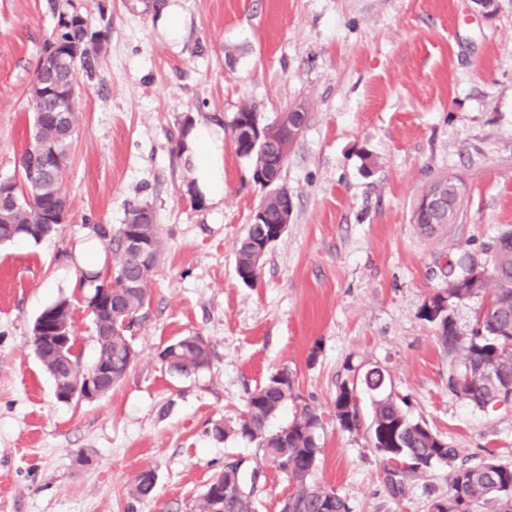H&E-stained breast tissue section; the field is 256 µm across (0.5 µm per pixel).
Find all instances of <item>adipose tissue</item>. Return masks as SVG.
I'll use <instances>...</instances> for the list:
<instances>
[{"label": "adipose tissue", "instance_id": "1", "mask_svg": "<svg viewBox=\"0 0 512 512\" xmlns=\"http://www.w3.org/2000/svg\"><path fill=\"white\" fill-rule=\"evenodd\" d=\"M221 139L210 129L190 131L185 142V153L194 165V181L203 199L219 202L224 196V161Z\"/></svg>", "mask_w": 512, "mask_h": 512}]
</instances>
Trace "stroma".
I'll list each match as a JSON object with an SVG mask.
<instances>
[{
    "mask_svg": "<svg viewBox=\"0 0 512 512\" xmlns=\"http://www.w3.org/2000/svg\"><path fill=\"white\" fill-rule=\"evenodd\" d=\"M106 37L94 77H80L78 121L63 187L62 230L0 245V512H199L213 477L240 467L253 512H280L292 487L255 444L234 435L250 395L288 370L297 407L322 419L313 479L350 512H432L448 497L437 466L390 492L367 430L343 431L338 387L378 365L403 410L456 448L512 464V408L484 412L449 392L448 349L420 310L454 275L486 265L512 225V0H172L170 37L153 0H74ZM57 23L48 0H0V179L19 172L32 121L29 88ZM302 106L308 123L279 184L293 214L255 286L236 246L264 192L239 157L231 122L260 123ZM224 145V198L198 202L181 129ZM454 176L464 201L453 223L423 228L412 207ZM149 205L161 258L136 358L111 392L63 403L35 354L40 313L69 299L82 366L96 357L80 272L110 260L93 225L124 223ZM201 335L210 365L171 374L159 354ZM225 438H215V426ZM153 470L150 497L132 491Z\"/></svg>",
    "mask_w": 512,
    "mask_h": 512,
    "instance_id": "stroma-1",
    "label": "stroma"
}]
</instances>
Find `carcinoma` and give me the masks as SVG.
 <instances>
[{
    "mask_svg": "<svg viewBox=\"0 0 512 512\" xmlns=\"http://www.w3.org/2000/svg\"><path fill=\"white\" fill-rule=\"evenodd\" d=\"M57 14V24L50 37L57 49L54 70L40 67L30 89L29 107L32 112L31 145L19 161L20 179L16 181L17 204L6 212L9 223H0V243L15 240L39 242L57 233L62 223L57 220L54 196L65 195L61 175L64 168L51 161L39 159L38 150L52 146L58 154L68 157V147L77 124L78 70L90 74L94 62L104 49V35L96 37L94 52L81 55L71 64L69 49L86 38L83 27L71 25L67 19L77 14L72 0H50ZM236 153L261 164L272 172L282 170L285 161L274 146L262 152L250 153L241 144H235ZM424 195L441 196L438 210L412 212L415 224H448L459 212L464 191L457 183L444 177L435 180ZM280 196L274 191L265 193L259 204L265 214L262 224L248 225L236 250V271L241 281L251 286L258 278L259 267L255 262L258 249L270 241L278 224ZM153 211L139 206L128 212L127 221L117 227L97 224L94 234L107 242L112 253L113 265L106 271L85 272L83 284L91 290L106 284L112 289V307L91 308L92 324L97 345L96 363L112 371L111 384L104 392L112 390L123 379L135 356L131 330L141 318L147 298V283L161 253L159 235L149 240L153 256L150 265L134 261L123 246L124 239L147 222ZM482 297L475 310V323L467 334H460L452 320L456 305L472 297ZM422 317L439 321L442 337L448 347V390L468 403L485 411L503 406L512 393V227H505L493 246L491 264L475 268L471 265L461 276L435 292L421 309ZM42 315L50 324L60 319L71 320L70 304L61 298L46 308ZM181 347L163 358L167 368L180 376H190L210 363L206 341L196 336L181 337ZM75 340H70L65 354L52 346L36 347L35 351L51 377L70 369L80 378L86 377L79 357L73 353ZM378 377L360 374L345 381L336 391L333 401L334 415L340 428L353 432L361 428L362 418L359 393H366L372 406V416L367 431L372 448L386 463L389 489L397 494L403 481L411 474L424 472L435 465L448 467V499L437 502L438 512H472V506L482 504L488 512H512V465L494 457H486L473 466H457L456 449L434 434L425 423L410 419L402 410L390 390L377 389ZM293 397V383L286 370L272 373L264 386L248 399L244 415L235 433L257 444L262 459L279 470H288L292 492L288 496V512H327L329 490L312 480L317 465L319 446L317 430L320 415L308 405L302 406L291 422L275 431L269 430L270 421L282 405ZM220 481L236 484L241 481L238 471L226 466L203 495L204 512H252L251 492L237 496L211 497L212 488ZM155 480L152 471L136 475L133 491L139 497L153 493Z\"/></svg>",
    "mask_w": 512,
    "mask_h": 512,
    "instance_id": "carcinoma-1",
    "label": "carcinoma"
}]
</instances>
